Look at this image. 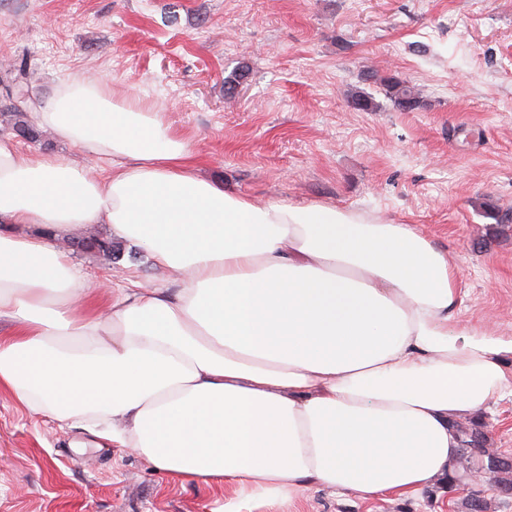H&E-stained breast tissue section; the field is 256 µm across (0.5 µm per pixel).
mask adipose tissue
I'll use <instances>...</instances> for the list:
<instances>
[{"label": "adipose tissue", "instance_id": "adipose-tissue-1", "mask_svg": "<svg viewBox=\"0 0 512 512\" xmlns=\"http://www.w3.org/2000/svg\"><path fill=\"white\" fill-rule=\"evenodd\" d=\"M28 109L80 153L0 137V388L28 409L255 512L415 496L450 473L454 422L512 397V343L460 327L456 268L408 225L225 192L164 113L98 78ZM29 224L110 225L177 290L94 312L95 281Z\"/></svg>", "mask_w": 512, "mask_h": 512}]
</instances>
